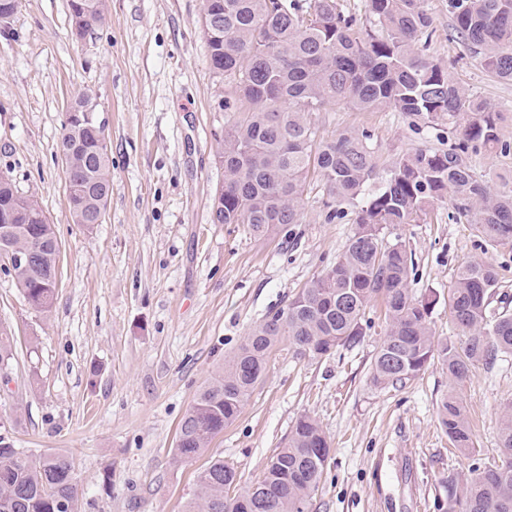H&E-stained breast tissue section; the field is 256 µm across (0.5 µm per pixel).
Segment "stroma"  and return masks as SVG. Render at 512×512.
Returning a JSON list of instances; mask_svg holds the SVG:
<instances>
[{"label":"stroma","instance_id":"35a3bbf8","mask_svg":"<svg viewBox=\"0 0 512 512\" xmlns=\"http://www.w3.org/2000/svg\"><path fill=\"white\" fill-rule=\"evenodd\" d=\"M69 0H20L0 22V174L35 197L59 240L53 304L32 309L0 266V325L14 360L0 377V433L37 456L66 452L80 512H182L210 457L232 463L241 486L262 474L301 415L314 417L331 454L312 512H437L441 478L497 455L499 417L512 404V356L477 365L457 393L475 453L451 447L438 407L448 373L431 363L415 381L383 389L371 362L387 331L380 303L360 343L314 359L288 343L238 417L190 461L174 459L178 423L213 373L269 313L322 275L354 226L330 223L308 195L301 223L265 237L213 221L224 181L215 160L228 119L200 26L201 0H105L108 21L75 39ZM431 58L501 115L512 142V82L490 76L455 30L448 0H425ZM91 92L112 159L99 224L73 223L59 143L79 94ZM322 136L368 130L380 165L455 137L404 112L319 113ZM411 252L413 296L437 294V338L463 341L446 299L461 264L498 272L491 314H512V244L485 243L456 214L452 193L426 217L386 232Z\"/></svg>","mask_w":512,"mask_h":512}]
</instances>
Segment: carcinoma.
Masks as SVG:
<instances>
[{"mask_svg": "<svg viewBox=\"0 0 512 512\" xmlns=\"http://www.w3.org/2000/svg\"><path fill=\"white\" fill-rule=\"evenodd\" d=\"M365 2L360 15L340 0H202L201 15L213 22L206 38L211 66L224 83V111L231 113L216 150L224 185L212 198L213 223L244 224L259 237L278 224H299L314 176L326 221L352 213L356 228L331 266L335 275L324 273L268 315L197 394L178 425L179 461L200 456L235 420L280 343L287 340L312 358L353 347L363 336L365 310L376 300L388 324L372 363L373 382L382 388L416 379L435 360L450 384L461 386L478 363L512 355V316L488 320L498 285L492 264L469 261L459 268L448 313L466 340H439L430 326L437 297L411 294L406 247L383 236L427 215L449 190L485 242L512 243V189H493L465 159L470 151L512 148L501 139L500 113L425 54L434 28L423 0ZM448 9L481 66L512 82V0H448ZM69 10L72 27L83 35L106 20L103 0H70ZM339 103L358 112H409L433 125L446 120L458 143L441 152L417 151L382 170L369 132L320 136L313 115ZM93 123L98 119L79 114L65 122L61 140L70 152L66 174L83 179L82 192L68 196L75 224L87 223L112 189L108 153H92ZM345 204L354 210L346 212ZM0 210L29 232L18 244L28 245L31 236L39 241L36 260L13 274L28 304L46 312L54 298V231L30 220L43 208L10 182L0 183ZM13 359L11 336L1 327L0 367ZM439 414L452 445L474 450L460 398L444 397ZM498 448L497 460L441 478L442 512H512V405L501 413ZM329 454L320 425L304 415L241 495L235 467L212 459L184 512H310ZM266 501L274 508L262 506ZM64 503L79 512L70 457L63 451L26 456L0 435V512H62Z\"/></svg>", "mask_w": 512, "mask_h": 512, "instance_id": "carcinoma-1", "label": "carcinoma"}]
</instances>
